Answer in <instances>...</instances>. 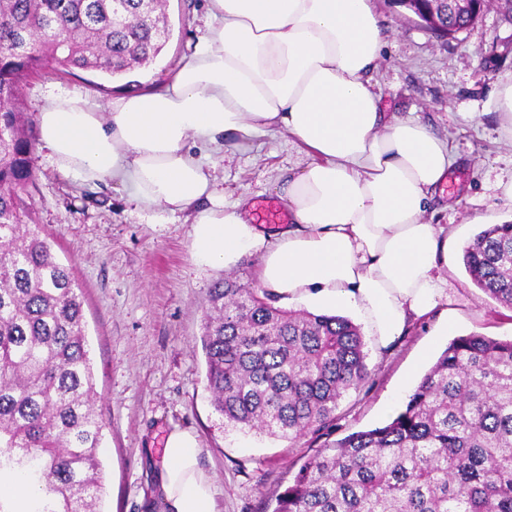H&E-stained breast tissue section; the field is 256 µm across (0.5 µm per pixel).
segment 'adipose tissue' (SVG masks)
I'll return each instance as SVG.
<instances>
[{"label": "adipose tissue", "instance_id": "adipose-tissue-1", "mask_svg": "<svg viewBox=\"0 0 512 512\" xmlns=\"http://www.w3.org/2000/svg\"><path fill=\"white\" fill-rule=\"evenodd\" d=\"M370 0H209L206 32L158 92L99 102L51 88L39 147L62 173L122 185L144 213L192 214L195 264L256 257L284 301L352 305L381 344L448 298V227L425 215L456 156L414 117L387 116L368 80L386 42ZM288 132L312 160L279 186L288 226L251 223L214 186L209 146ZM201 449L171 431L169 512H216Z\"/></svg>", "mask_w": 512, "mask_h": 512}]
</instances>
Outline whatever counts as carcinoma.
<instances>
[{"instance_id":"cac0c4a2","label":"carcinoma","mask_w":512,"mask_h":512,"mask_svg":"<svg viewBox=\"0 0 512 512\" xmlns=\"http://www.w3.org/2000/svg\"><path fill=\"white\" fill-rule=\"evenodd\" d=\"M166 0H0V475L39 486L34 512H100L96 412L83 301L34 224L28 77L53 65L112 80L155 63ZM473 284L512 310V224L462 250ZM263 288L211 289L202 345L214 409L245 431L298 441L336 432V409L368 384L360 327L276 306ZM274 512H512V340H451L384 426L326 440Z\"/></svg>"}]
</instances>
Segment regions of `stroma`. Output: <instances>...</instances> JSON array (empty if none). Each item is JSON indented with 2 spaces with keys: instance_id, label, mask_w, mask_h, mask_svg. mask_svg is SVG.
<instances>
[{
  "instance_id": "stroma-1",
  "label": "stroma",
  "mask_w": 512,
  "mask_h": 512,
  "mask_svg": "<svg viewBox=\"0 0 512 512\" xmlns=\"http://www.w3.org/2000/svg\"><path fill=\"white\" fill-rule=\"evenodd\" d=\"M207 0H167L172 35L156 62L131 73L130 94L159 91L205 32ZM388 36L371 84L383 111L419 118L449 139L457 162L432 221L448 227V303L413 319L394 343L364 338L371 382L349 392L336 410V434L388 422L455 337L481 334L512 339V310L470 280L462 249L483 225L512 218V127L496 100L512 78V8L491 0L479 20L444 39L412 20L393 0H371ZM100 102L121 93L92 71L46 68L23 82V111L37 117L50 86ZM35 220L53 254L81 287L97 408L106 425L100 453L103 512H166L161 455L170 431H192L200 464L214 480L217 512H273L276 496L300 463L318 450L311 438L293 442L244 434L211 404L202 350L209 291L228 277L256 279L248 257L230 270L202 269L189 249L188 214H138L127 191L58 172L45 152L33 155ZM214 175L228 203L274 199L277 181L308 162L285 132L256 137L242 147L225 139Z\"/></svg>"
}]
</instances>
